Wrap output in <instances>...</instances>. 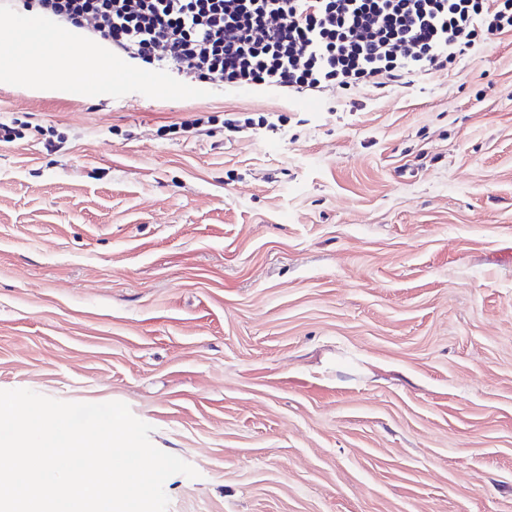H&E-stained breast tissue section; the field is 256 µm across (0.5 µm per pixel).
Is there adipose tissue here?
Segmentation results:
<instances>
[{"label":"adipose tissue","instance_id":"1","mask_svg":"<svg viewBox=\"0 0 512 512\" xmlns=\"http://www.w3.org/2000/svg\"><path fill=\"white\" fill-rule=\"evenodd\" d=\"M0 71L21 82L43 81L54 72L81 82L91 71L108 84L116 69L111 56L101 53L96 45H86L78 52L67 32H37L18 25L0 33Z\"/></svg>","mask_w":512,"mask_h":512}]
</instances>
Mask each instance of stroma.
Listing matches in <instances>:
<instances>
[{
  "instance_id": "1",
  "label": "stroma",
  "mask_w": 512,
  "mask_h": 512,
  "mask_svg": "<svg viewBox=\"0 0 512 512\" xmlns=\"http://www.w3.org/2000/svg\"><path fill=\"white\" fill-rule=\"evenodd\" d=\"M148 73L0 74L60 144L0 142V390L127 404L168 512H512V36L354 108ZM239 113H228L229 117H224V128L229 129L231 132H242L246 129H257V128H274L277 125L269 121L271 118L270 114L273 113H257V117L253 116H242L243 118H237Z\"/></svg>"
}]
</instances>
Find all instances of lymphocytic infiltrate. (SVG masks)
<instances>
[{
  "label": "lymphocytic infiltrate",
  "mask_w": 512,
  "mask_h": 512,
  "mask_svg": "<svg viewBox=\"0 0 512 512\" xmlns=\"http://www.w3.org/2000/svg\"><path fill=\"white\" fill-rule=\"evenodd\" d=\"M113 53L231 88L406 87L512 35V0H37Z\"/></svg>",
  "instance_id": "1"
}]
</instances>
